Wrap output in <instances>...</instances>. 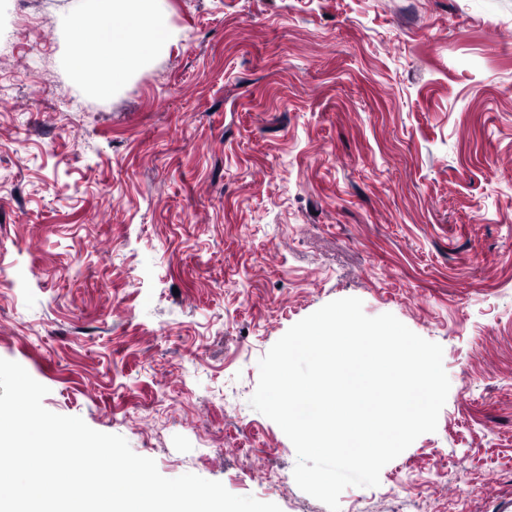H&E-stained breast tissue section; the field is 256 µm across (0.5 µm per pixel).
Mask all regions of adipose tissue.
<instances>
[{"instance_id":"obj_1","label":"adipose tissue","mask_w":512,"mask_h":512,"mask_svg":"<svg viewBox=\"0 0 512 512\" xmlns=\"http://www.w3.org/2000/svg\"><path fill=\"white\" fill-rule=\"evenodd\" d=\"M66 23L97 32L93 51L82 56L78 69L100 94L122 86L171 41L161 0H74Z\"/></svg>"}]
</instances>
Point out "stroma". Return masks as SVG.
Returning a JSON list of instances; mask_svg holds the SVG:
<instances>
[{"label":"stroma","mask_w":512,"mask_h":512,"mask_svg":"<svg viewBox=\"0 0 512 512\" xmlns=\"http://www.w3.org/2000/svg\"><path fill=\"white\" fill-rule=\"evenodd\" d=\"M0 0V358L44 407L282 512H328L249 405L296 322L357 297L451 387L341 512L512 503V0H164L166 51L79 92Z\"/></svg>","instance_id":"stroma-1"}]
</instances>
